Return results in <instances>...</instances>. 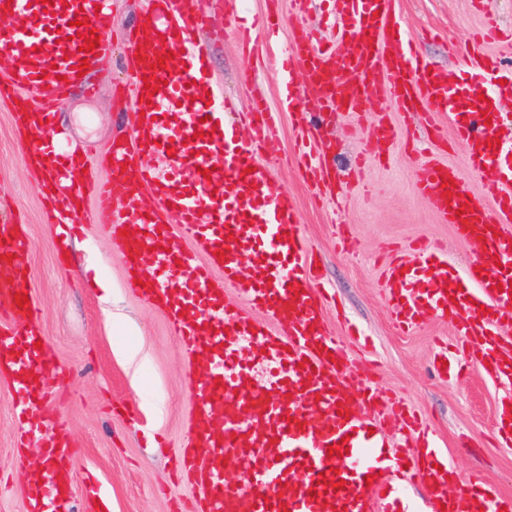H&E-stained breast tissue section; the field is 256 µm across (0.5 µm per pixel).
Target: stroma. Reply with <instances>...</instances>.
Returning a JSON list of instances; mask_svg holds the SVG:
<instances>
[{"mask_svg": "<svg viewBox=\"0 0 512 512\" xmlns=\"http://www.w3.org/2000/svg\"><path fill=\"white\" fill-rule=\"evenodd\" d=\"M140 5L141 0H110L111 56L89 71L84 84L60 92L64 107L56 116V131L87 160L74 189L105 176L104 159L120 134L121 116L132 109L120 93L125 48L119 36L135 22ZM200 6L211 30L198 38L214 81L224 87L227 117L235 122L254 93L279 103L282 82L272 57L286 49L292 26L312 29L324 42L334 39L327 18L335 0H310L300 16L294 15L291 0H280L286 23L274 32L265 23L266 0H200ZM395 10L423 55L455 78L460 61L449 44L467 41L488 16L512 29V0H484L479 11L471 0H396ZM243 20L250 21L257 41L256 51L247 56L238 43ZM249 74L254 83L246 82ZM382 120L394 123L397 131L394 142L383 146L375 136ZM416 122L415 116L399 115L381 92L362 116L342 114L328 124L324 136L342 192L338 205L315 201L295 160L300 129L294 113L284 114L259 163L293 197L300 229L323 262L324 284L339 301L325 312L329 330L345 332L351 320L371 339L370 346L350 349V361L373 365L377 391L431 418L440 446L454 455L464 476L512 496V447L493 436L503 388L476 369L446 378L433 369L437 341L456 340L453 322L431 320L406 334L390 322L382 267L387 247L426 242L459 264L473 254L441 223L432 201L417 192L418 162L436 155L462 170L470 193L483 194L482 178L455 146L446 118L438 120L434 143ZM16 135L11 105L0 100V214H19L30 242L32 296L49 354L61 367L49 407L63 418L76 450L71 462L76 512H93L96 491L110 495L112 512H172L175 501L198 494L192 483L175 477L169 452L183 447L199 425L191 411L192 388L206 365L186 352L166 313L129 287L125 266L99 231L92 195L83 197L78 232L58 249L45 200L17 149ZM132 349L146 358L140 368L123 357ZM16 432L11 382L0 376V512H27L25 477L14 465Z\"/></svg>", "mask_w": 512, "mask_h": 512, "instance_id": "obj_1", "label": "stroma"}]
</instances>
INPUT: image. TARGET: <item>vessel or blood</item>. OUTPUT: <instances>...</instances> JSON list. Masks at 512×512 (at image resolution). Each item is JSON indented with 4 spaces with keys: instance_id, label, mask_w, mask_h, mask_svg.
<instances>
[{
    "instance_id": "obj_1",
    "label": "vessel or blood",
    "mask_w": 512,
    "mask_h": 512,
    "mask_svg": "<svg viewBox=\"0 0 512 512\" xmlns=\"http://www.w3.org/2000/svg\"><path fill=\"white\" fill-rule=\"evenodd\" d=\"M395 0H335L336 40L319 42L294 27L278 62L285 90L278 106L252 100V131L243 142L224 113L207 57L195 37L206 29L198 0H146L129 53L131 136L114 141L110 174L94 188L99 227L130 279L167 313L183 346L203 356L205 376L193 387L204 426L177 451L179 469L199 484L200 503L177 512H409L408 491L421 483L435 512H512V499L488 484L462 479L439 448L432 427L402 403L369 416L379 397L367 370L342 353L329 332L328 291L310 254L295 203L276 186L256 154L283 113L305 128L301 167L314 183L331 169L323 129L329 113L361 115L384 84L399 111L419 113L427 130L447 116L469 168L482 175L483 197L463 187L454 166L431 159L417 170L418 192L442 223L471 244L465 270L425 246L390 260L386 303L402 332L448 319L466 348L459 371L476 364L495 382L512 385V137L501 134V109L512 101V67L479 40L458 46L472 82L453 93L447 71L434 67L396 16ZM107 0H0V95L15 98L17 146L44 175L55 224L68 232L82 202L63 192L84 165L54 139L61 82H78L82 63L112 50ZM97 34L93 51L85 37ZM174 56V64L158 59ZM306 84L321 96L318 112L298 111ZM221 165H214V158ZM16 217L0 216V368L12 377L21 441L38 440L53 464L26 481L27 512H71L72 443L57 418L41 412L55 396L59 367L41 346L35 304L20 302L32 269ZM149 267H141L143 256ZM205 263H198V256ZM224 271L240 296L229 304L209 270ZM262 311L266 323L257 322ZM250 344V357L240 348ZM338 455H330V448ZM235 460L239 479L224 476Z\"/></svg>"
}]
</instances>
